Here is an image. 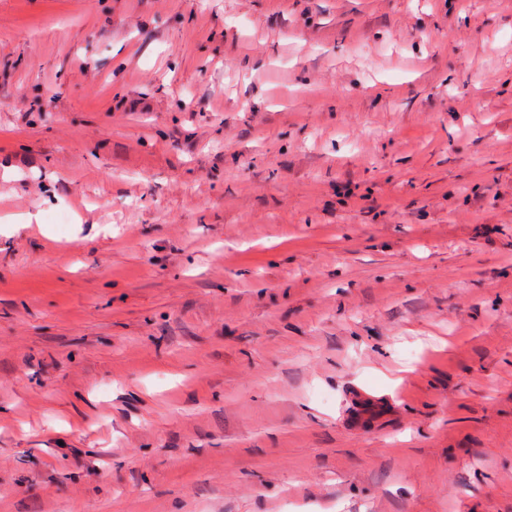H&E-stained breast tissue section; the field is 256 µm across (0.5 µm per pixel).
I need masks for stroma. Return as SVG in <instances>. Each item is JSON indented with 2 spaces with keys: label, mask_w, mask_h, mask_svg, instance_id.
Masks as SVG:
<instances>
[{
  "label": "stroma",
  "mask_w": 512,
  "mask_h": 512,
  "mask_svg": "<svg viewBox=\"0 0 512 512\" xmlns=\"http://www.w3.org/2000/svg\"><path fill=\"white\" fill-rule=\"evenodd\" d=\"M0 512H512V0H0Z\"/></svg>",
  "instance_id": "35a3bbf8"
}]
</instances>
